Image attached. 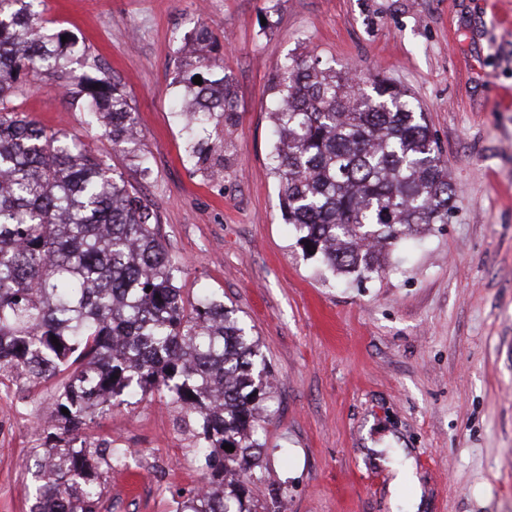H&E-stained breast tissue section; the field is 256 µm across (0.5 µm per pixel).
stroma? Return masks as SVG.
Instances as JSON below:
<instances>
[{
    "instance_id": "35a3bbf8",
    "label": "stroma",
    "mask_w": 512,
    "mask_h": 512,
    "mask_svg": "<svg viewBox=\"0 0 512 512\" xmlns=\"http://www.w3.org/2000/svg\"><path fill=\"white\" fill-rule=\"evenodd\" d=\"M77 38L71 68L126 92L151 172L113 151L60 79L16 100L46 132L106 156L155 210L185 297L213 292L259 342L273 378L261 421L273 512H512V0H44ZM206 24L237 121L200 140L196 166L170 111L177 62ZM313 52L394 82L424 112L448 163L453 210L379 277L334 281L303 258L270 175L268 90L285 57ZM56 381L0 392V512H29L19 458L49 448ZM87 440L124 448L99 465V512H175L203 482L195 439L148 397L96 417Z\"/></svg>"
}]
</instances>
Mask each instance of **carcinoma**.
Listing matches in <instances>:
<instances>
[{"instance_id": "cac0c4a2", "label": "carcinoma", "mask_w": 512, "mask_h": 512, "mask_svg": "<svg viewBox=\"0 0 512 512\" xmlns=\"http://www.w3.org/2000/svg\"><path fill=\"white\" fill-rule=\"evenodd\" d=\"M41 2L0 0V384L68 373L56 399L65 445L49 448L31 512H98L100 474L89 460L109 466L124 450L92 452L82 430L94 414L155 394L202 422L195 454L207 482L223 487L218 497L200 488L178 512H264L252 449L271 384L257 342L223 301L206 291L183 297L153 209L106 158L64 132L47 134L13 104L24 77L65 75L113 147L137 144L128 96L104 76L71 74L74 42L48 27ZM191 40L179 63L191 77L172 110L189 132L227 126L237 112L228 78L199 54L208 28ZM269 91L271 172L303 252L362 281L384 271L398 240L448 223V164L406 92L309 52L286 58ZM216 383L220 403L209 398Z\"/></svg>"}]
</instances>
